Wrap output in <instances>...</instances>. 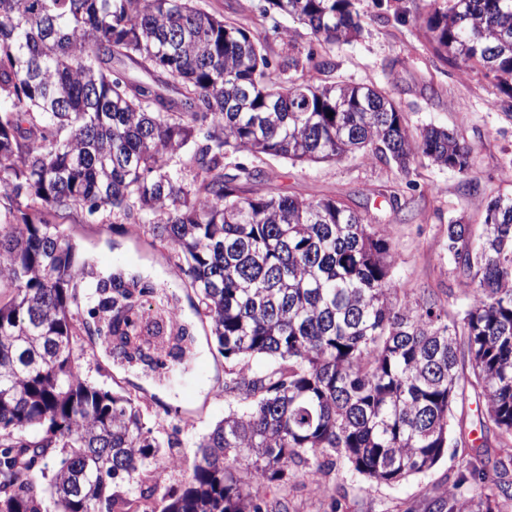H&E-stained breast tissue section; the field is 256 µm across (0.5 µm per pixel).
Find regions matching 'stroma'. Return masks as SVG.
Wrapping results in <instances>:
<instances>
[{"label": "stroma", "instance_id": "1", "mask_svg": "<svg viewBox=\"0 0 512 512\" xmlns=\"http://www.w3.org/2000/svg\"><path fill=\"white\" fill-rule=\"evenodd\" d=\"M358 8L365 32L328 52L322 80L385 87L411 131L428 125L453 130L471 148L469 173L420 163L405 176L393 162L362 154L296 165L271 160L269 180L253 189L310 199L331 195L368 206L374 224L391 240L393 279L402 295L437 302L453 313L468 290L448 259V224L460 219L479 228L490 199L512 192V97L480 72L459 69L435 55L423 24L430 0H359ZM265 25L294 33L290 44L271 40L273 62L286 61L292 50L319 49L309 31L292 19L274 14ZM62 227L86 271L137 278L152 289L150 305L174 299L181 308L193 355L187 364L158 374L114 358L105 339L83 335L78 340L82 372L92 385L137 399L159 438L181 439L180 468L160 469L158 480L163 490L179 486L191 472L197 443L237 406L224 395V358L198 313V299L146 226L120 220L103 224L77 210ZM471 440L464 435L431 470L397 485L341 469L300 478L285 489L264 487L260 493L287 497L290 512H330L335 499L340 512H428L429 502L452 490Z\"/></svg>", "mask_w": 512, "mask_h": 512}]
</instances>
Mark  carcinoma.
<instances>
[{
  "mask_svg": "<svg viewBox=\"0 0 512 512\" xmlns=\"http://www.w3.org/2000/svg\"><path fill=\"white\" fill-rule=\"evenodd\" d=\"M330 49L363 31L354 0H265ZM434 53L512 90V0L433 9ZM198 0H0V512H288L267 483L345 468L385 484L446 455L455 410L485 399L483 440L436 512L512 502V195L479 230L448 224V257L472 289L448 311L397 298L391 246L369 209L286 193L245 154L293 164L380 155L465 173L470 148L445 128L418 134L388 92L320 83L324 59L275 66L270 35ZM80 208L145 224L196 291L241 407L198 444L189 481L160 508L152 462L176 448L129 396L82 376L77 288L106 314L122 357H146L143 322L120 281L82 283L61 225ZM185 333L169 338L181 362ZM262 367L252 369L253 361ZM245 461L232 469L229 462ZM138 474L139 493L122 490Z\"/></svg>",
  "mask_w": 512,
  "mask_h": 512,
  "instance_id": "carcinoma-1",
  "label": "carcinoma"
}]
</instances>
